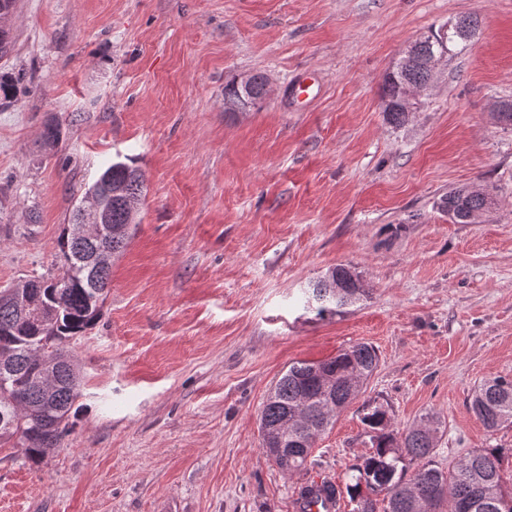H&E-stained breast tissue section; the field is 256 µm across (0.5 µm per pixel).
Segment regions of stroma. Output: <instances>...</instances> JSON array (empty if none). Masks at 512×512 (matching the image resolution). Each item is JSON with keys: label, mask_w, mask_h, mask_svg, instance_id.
Segmentation results:
<instances>
[{"label": "stroma", "mask_w": 512, "mask_h": 512, "mask_svg": "<svg viewBox=\"0 0 512 512\" xmlns=\"http://www.w3.org/2000/svg\"><path fill=\"white\" fill-rule=\"evenodd\" d=\"M465 17L420 111L388 124L380 87L402 48ZM0 76V287L60 276L57 240L118 158L147 191L95 325L70 345L82 380L42 462L0 450V512H292L300 485L348 482L361 422L432 413L434 459L512 448L468 408L512 377V0H19ZM262 73L261 108L224 85ZM310 95L290 94L297 83ZM61 125L45 147L48 121ZM487 187L456 224L436 201ZM344 264L369 295L315 317L302 290ZM374 346L379 365L304 475L263 452L262 404L296 361Z\"/></svg>", "instance_id": "stroma-1"}]
</instances>
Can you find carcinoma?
<instances>
[{
    "instance_id": "1",
    "label": "carcinoma",
    "mask_w": 512,
    "mask_h": 512,
    "mask_svg": "<svg viewBox=\"0 0 512 512\" xmlns=\"http://www.w3.org/2000/svg\"><path fill=\"white\" fill-rule=\"evenodd\" d=\"M466 43L454 27L430 28L416 38L415 59L397 60L385 75L381 101L385 120L403 126L409 113L401 104L405 88L423 84L428 74L423 62L441 44ZM267 79L255 73L248 84L236 81L224 87V111L238 112L262 103ZM122 186L128 196L142 199L145 174L134 164L113 162L88 189L110 223L128 224L123 203L110 195ZM455 224H469L473 215L492 208L488 195L469 186L448 190L437 203ZM67 225L57 242L56 257L62 263V285L54 278L33 277L12 298L0 297V348L10 351L12 368L0 372V449H24L33 463L62 437V423L69 417L81 393L79 373L71 359L69 344L100 316L112 262L123 251L129 232L103 240L109 261L101 267L94 287L87 276V255L78 249ZM368 295L361 276L345 265L330 269L308 289L306 308L317 316L336 314ZM33 302L41 312L35 321L23 315L24 303ZM48 349L56 360L55 382L49 392L38 386L37 354ZM379 363L375 348L358 343L336 356L317 362L299 361L288 366L268 393L259 417L262 449L279 469L300 474L307 469L316 440L360 395ZM470 411L484 427L495 432L512 426V378L496 376L482 380L469 399ZM362 423L367 428L372 452L351 467V479L343 487L330 484L326 492L347 496L354 512H512V491L506 489L503 461L512 458V448L473 450L443 471L434 461L442 422L426 414L411 426L397 430L382 405H367ZM413 472H408L409 466Z\"/></svg>"
}]
</instances>
